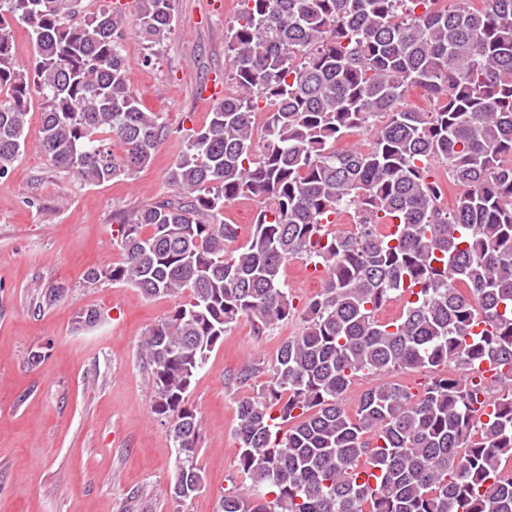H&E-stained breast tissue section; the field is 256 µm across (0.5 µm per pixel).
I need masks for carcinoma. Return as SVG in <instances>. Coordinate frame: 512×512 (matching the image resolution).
I'll return each mask as SVG.
<instances>
[{
  "label": "carcinoma",
  "instance_id": "carcinoma-1",
  "mask_svg": "<svg viewBox=\"0 0 512 512\" xmlns=\"http://www.w3.org/2000/svg\"><path fill=\"white\" fill-rule=\"evenodd\" d=\"M242 2L225 34L236 91L175 159L181 192L128 214L112 238L121 261L86 273L148 298L189 293L138 349L178 449L172 497L204 484L188 393L210 353L241 320L263 336L299 312L273 362L235 378L268 375L238 401L248 486L220 512H512V0ZM81 12L82 0H0V177L36 96L46 156L86 184L135 176L163 140L126 77V13L66 21ZM173 21L174 0H139L135 35L155 46ZM16 22L35 36L28 66ZM411 87L429 109L405 104ZM360 129L368 144L336 149ZM242 195L260 209L231 250L224 206ZM345 213L354 229L329 232ZM291 260L324 272L300 311L282 279ZM399 297L401 315L379 321ZM485 361L489 385L458 374ZM411 370L430 374L417 393L396 380ZM362 376L377 382L350 413L342 396Z\"/></svg>",
  "mask_w": 512,
  "mask_h": 512
}]
</instances>
